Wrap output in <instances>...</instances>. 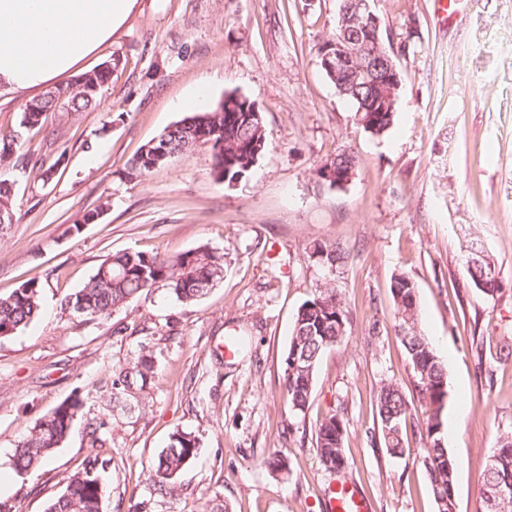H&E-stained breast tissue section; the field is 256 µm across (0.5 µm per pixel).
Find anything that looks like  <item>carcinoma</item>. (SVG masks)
Returning a JSON list of instances; mask_svg holds the SVG:
<instances>
[{
  "mask_svg": "<svg viewBox=\"0 0 512 512\" xmlns=\"http://www.w3.org/2000/svg\"><path fill=\"white\" fill-rule=\"evenodd\" d=\"M340 0L336 29L318 47L331 44L340 37L359 49L350 66L340 71L333 84L342 99L353 107L355 118L366 131L381 136L394 121L396 106L385 104L382 83L373 84L361 76L370 70L374 45L366 44L368 33L352 22L349 4ZM112 63L82 75L85 88L72 82L55 86L39 98L29 101L20 113L14 133L0 138V165L13 156V146L25 131L37 126L46 112L64 105L72 112L95 108L101 103V92L110 78ZM159 137L164 139L165 151L151 155L153 146L144 145L127 164L125 177L137 180L172 157L189 152L199 143H208L213 150L211 176L217 183L229 184L245 178L256 165L265 147L263 122L250 112H221L213 108L193 112L165 128ZM357 157L352 152H340L323 164L317 174L334 168L336 181L352 178ZM13 188L0 181V225L16 223ZM312 256L334 271L347 261L349 253L343 244L317 242ZM467 273L483 294L492 296L498 291L497 277L491 263L482 260L467 265ZM224 280V255L201 245L173 254H146L141 251H120L105 259L95 273L77 292L64 301L63 309L93 319L126 309L156 288H167L178 301L190 305L204 298ZM390 290L396 304V328L411 362L416 378L418 399L429 407L420 431L425 445L424 468L428 474L436 512H456L455 461L447 448L436 445L441 435L436 433L440 423L433 422L441 415L437 404L448 395L446 366L428 339L421 334L419 309L413 282L399 275L392 279ZM41 285L35 281L23 283L8 295H0V338L14 336L27 329L40 312ZM347 310L342 293L324 285L298 310L291 332L286 358L283 390L288 405L297 414H306L310 406L318 364L326 350L341 344L347 332ZM155 370L151 361L139 356L121 366L106 385V409L111 412L132 410L128 398L144 395ZM373 406L381 425L380 439L392 456H402L407 445L398 426L407 422L413 409L398 385L380 382L373 392ZM83 408V400L75 398L57 406L52 412L36 418L26 426L15 449L13 466L16 474L26 476L49 465L57 448L67 439L74 420ZM346 424L334 413L323 419L316 429V452L328 472L341 470L346 464L344 440ZM84 439L89 448L112 445L109 422L94 416L85 420ZM200 438L176 430L169 435L166 448L149 465L154 490L162 495H174L183 469L197 455ZM480 512H512V436L501 437L488 457L483 484L479 491ZM495 505L489 506L490 498ZM104 488L95 467L86 465L69 476L64 491L46 504L44 512H103Z\"/></svg>",
  "mask_w": 512,
  "mask_h": 512,
  "instance_id": "1",
  "label": "carcinoma"
}]
</instances>
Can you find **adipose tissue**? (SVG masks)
Wrapping results in <instances>:
<instances>
[{"instance_id": "1", "label": "adipose tissue", "mask_w": 512, "mask_h": 512, "mask_svg": "<svg viewBox=\"0 0 512 512\" xmlns=\"http://www.w3.org/2000/svg\"><path fill=\"white\" fill-rule=\"evenodd\" d=\"M136 0H0V88L42 91L106 42Z\"/></svg>"}]
</instances>
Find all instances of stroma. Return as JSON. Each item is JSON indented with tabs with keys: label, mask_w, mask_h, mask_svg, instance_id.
<instances>
[{
	"label": "stroma",
	"mask_w": 512,
	"mask_h": 512,
	"mask_svg": "<svg viewBox=\"0 0 512 512\" xmlns=\"http://www.w3.org/2000/svg\"><path fill=\"white\" fill-rule=\"evenodd\" d=\"M375 11L407 44L383 136L357 124L321 67L337 0H137L84 63H116L101 106L47 113L25 133L18 163L0 167L17 217L0 225V294L38 281L41 311L0 338V512H43L90 459L106 483L104 512H322L337 477L316 455L315 430L333 411L347 425L346 478L373 512H435L422 409L396 458L371 402L384 379L417 398L390 292L401 273L447 366L457 512H479L487 458L512 435V0H464L449 22L434 0H375ZM201 84L209 94L198 100ZM230 91L257 103L266 129L248 178L215 182L212 148L200 143L126 180L144 144ZM344 150L358 157L355 175L329 188L317 170ZM317 242L344 244L347 264L328 273L311 256ZM203 244L223 253L224 280L197 303L160 287L105 318L62 310L114 252ZM471 253L495 267L494 295L470 281ZM327 281L346 300L347 334L322 357L301 416L283 392L288 341L298 308ZM230 336L246 337L247 351L225 355ZM141 355L156 371L146 407L113 416L111 447H87L84 418L100 413L113 372ZM75 397L84 417L52 462L17 476L28 420ZM177 429L201 447L177 494L162 496L148 466ZM273 454L287 458L288 473L265 465Z\"/></svg>",
	"instance_id": "obj_1"
}]
</instances>
